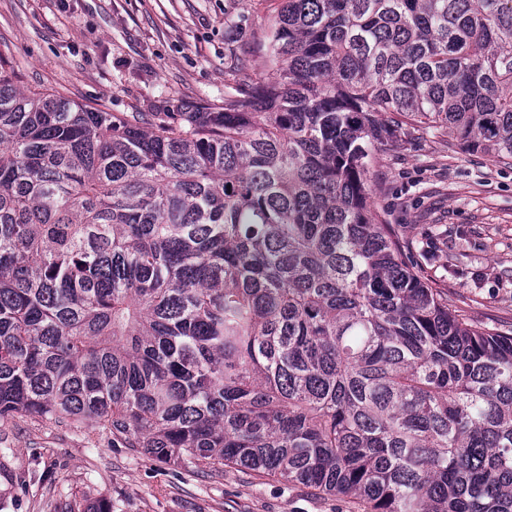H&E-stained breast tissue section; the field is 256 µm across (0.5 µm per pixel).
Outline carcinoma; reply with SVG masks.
Instances as JSON below:
<instances>
[{"mask_svg":"<svg viewBox=\"0 0 512 512\" xmlns=\"http://www.w3.org/2000/svg\"><path fill=\"white\" fill-rule=\"evenodd\" d=\"M259 48L224 107L151 124L0 59V422L365 512H512V335L458 318L367 183L416 128L512 159V0H285Z\"/></svg>","mask_w":512,"mask_h":512,"instance_id":"carcinoma-1","label":"carcinoma"}]
</instances>
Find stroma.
<instances>
[{"label": "stroma", "instance_id": "obj_1", "mask_svg": "<svg viewBox=\"0 0 512 512\" xmlns=\"http://www.w3.org/2000/svg\"><path fill=\"white\" fill-rule=\"evenodd\" d=\"M281 0H0V56L23 89L118 116L220 105L263 75L256 49ZM379 221L464 320L512 333V160L468 154L444 130L394 139L372 161ZM0 512L100 499L113 512H363L354 500L237 470L190 472L90 425L0 423Z\"/></svg>", "mask_w": 512, "mask_h": 512}]
</instances>
